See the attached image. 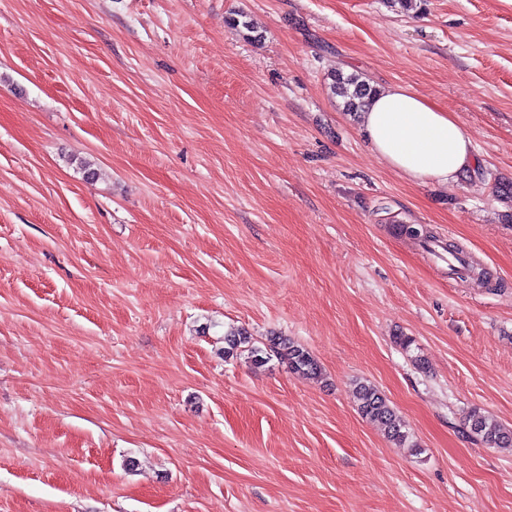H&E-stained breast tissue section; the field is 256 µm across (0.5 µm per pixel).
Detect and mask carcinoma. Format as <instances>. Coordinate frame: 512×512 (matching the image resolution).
Instances as JSON below:
<instances>
[{"label":"carcinoma","mask_w":512,"mask_h":512,"mask_svg":"<svg viewBox=\"0 0 512 512\" xmlns=\"http://www.w3.org/2000/svg\"><path fill=\"white\" fill-rule=\"evenodd\" d=\"M330 92L340 98L343 110L358 114L366 108L376 88L357 74H345L340 70L331 74ZM224 355L238 354L242 348L248 349L253 357L263 360L272 356L288 364V369L303 377L316 379L321 375L318 361L302 345L281 336L268 338L265 348L252 346V338L243 330L231 331L224 335ZM356 399L360 414L378 424L386 437L397 445L407 442L409 435L403 430L401 420L389 401L379 390L369 384L360 383L356 387ZM466 422L482 443L490 448L512 450V429L503 426L493 416L475 408Z\"/></svg>","instance_id":"cac0c4a2"}]
</instances>
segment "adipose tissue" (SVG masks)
<instances>
[{"instance_id":"obj_1","label":"adipose tissue","mask_w":512,"mask_h":512,"mask_svg":"<svg viewBox=\"0 0 512 512\" xmlns=\"http://www.w3.org/2000/svg\"><path fill=\"white\" fill-rule=\"evenodd\" d=\"M358 119L377 157L410 182L454 183L478 165L474 144L454 114L410 87L378 90Z\"/></svg>"}]
</instances>
